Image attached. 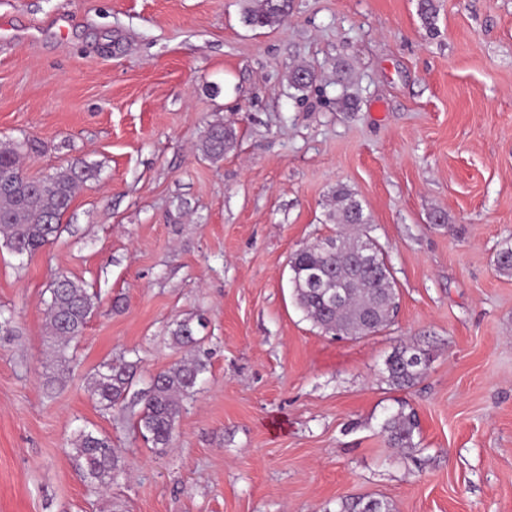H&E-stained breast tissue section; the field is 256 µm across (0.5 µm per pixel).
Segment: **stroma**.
I'll list each match as a JSON object with an SVG mask.
<instances>
[{
    "label": "stroma",
    "instance_id": "1",
    "mask_svg": "<svg viewBox=\"0 0 512 512\" xmlns=\"http://www.w3.org/2000/svg\"><path fill=\"white\" fill-rule=\"evenodd\" d=\"M291 2L251 28L258 0H0V140L41 142L34 178L97 172L55 243L0 245V512H336L360 495L512 512V277L494 267L512 245V0H434L431 29L419 0ZM345 90L354 111L336 106ZM219 122L236 143L215 161L201 144ZM339 185L399 293L394 323L356 339L321 334L289 282L290 255L334 233ZM61 274L99 308L49 392ZM198 318L207 370L160 451L134 429L139 405L101 410L88 379L133 351L146 388ZM403 343L431 361L396 390L384 362ZM401 408L419 420L402 455L381 429ZM84 428L121 450L108 491L71 457ZM290 9V0H263L259 8L245 12L243 23L254 28L274 26L288 17Z\"/></svg>",
    "mask_w": 512,
    "mask_h": 512
}]
</instances>
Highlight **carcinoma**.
Segmentation results:
<instances>
[{
	"label": "carcinoma",
	"instance_id": "cac0c4a2",
	"mask_svg": "<svg viewBox=\"0 0 512 512\" xmlns=\"http://www.w3.org/2000/svg\"><path fill=\"white\" fill-rule=\"evenodd\" d=\"M291 9V0H262L260 7L249 9L243 23L249 27H270L282 22ZM313 72L299 67L292 71L294 88L309 87ZM236 139L235 131L222 124L208 129L203 142L206 154L220 158ZM39 150L34 139L0 141V175L14 177L15 190L0 192V237L4 246L17 255L32 256L53 244L62 232V218L69 210L77 188L95 176L93 168L75 161L44 178L27 176L20 164L24 153ZM336 235L292 253L289 258L292 293L306 317L328 336L360 338L377 334L394 320L398 295L384 257H379V271L361 267L358 251L362 239L371 235L374 225L365 215L361 202L350 189L339 186L333 194ZM495 270L512 274V246L501 248L494 259ZM341 290V298L329 296ZM46 318L50 335L57 342L55 362H69L67 349L79 340L97 310V296L88 292L83 282L69 276L53 281L46 289ZM202 322L190 320L177 324L171 342L179 348H200L198 336ZM430 353L410 344L396 347L385 360L388 383L408 388L424 376ZM206 363L199 357L180 361L156 374L147 388L137 393L141 411L136 428L154 448H167L172 442L184 401L196 391ZM137 362L128 360L102 363L89 380L91 396L104 410L114 409L127 398L134 385ZM418 429L415 412L399 410L389 415L382 431L393 447L413 449ZM74 459L87 482L100 491L112 487L125 471L122 456L112 440L93 430H81L72 442ZM337 512H393L385 499L357 496L343 500Z\"/></svg>",
	"mask_w": 512,
	"mask_h": 512
}]
</instances>
